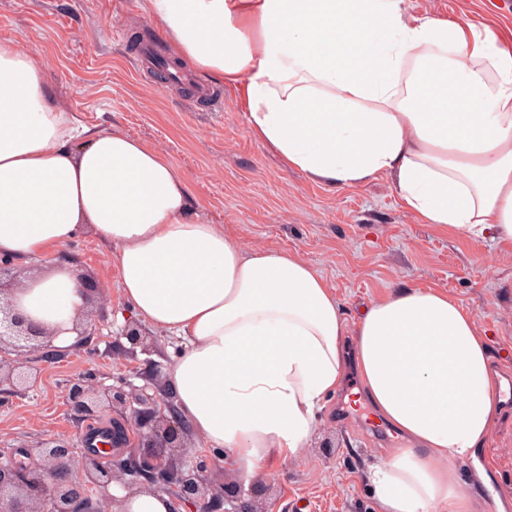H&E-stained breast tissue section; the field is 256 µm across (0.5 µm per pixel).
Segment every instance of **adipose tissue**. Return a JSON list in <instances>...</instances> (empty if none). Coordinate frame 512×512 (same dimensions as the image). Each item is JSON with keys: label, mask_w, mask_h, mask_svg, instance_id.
<instances>
[{"label": "adipose tissue", "mask_w": 512, "mask_h": 512, "mask_svg": "<svg viewBox=\"0 0 512 512\" xmlns=\"http://www.w3.org/2000/svg\"><path fill=\"white\" fill-rule=\"evenodd\" d=\"M172 53L237 92L248 131L330 186L391 176L421 223L512 245V49L493 31L410 15L405 0H146ZM40 52L0 41V254L38 258L13 300L73 344L80 277L54 255L112 243L130 312L184 337L167 370L178 410L244 481L296 456L342 388L353 340L376 411L414 445L367 468L377 512H481L455 463L476 461L500 411L475 316L401 286L348 324L294 252L245 251L190 205L157 148L75 126Z\"/></svg>", "instance_id": "adipose-tissue-1"}]
</instances>
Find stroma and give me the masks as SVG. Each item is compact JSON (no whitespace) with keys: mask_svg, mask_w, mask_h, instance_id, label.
<instances>
[{"mask_svg":"<svg viewBox=\"0 0 512 512\" xmlns=\"http://www.w3.org/2000/svg\"><path fill=\"white\" fill-rule=\"evenodd\" d=\"M407 9L418 17L487 27L512 42V9L498 0H407ZM120 29L167 47L144 0H0V40H23L42 53L50 88L79 124L118 130L160 149L187 176L192 207L202 218L224 225L246 248L301 255L325 276L350 322L394 287L448 292L486 330L498 372L512 373V247L420 223L385 177L353 188L310 181L249 134L234 89L216 85L215 105L191 101L186 89L161 76H142L130 43L112 37ZM112 253L111 245L88 234L58 251V262L105 289L107 314L93 318L71 347L51 344L31 355L30 366L40 375L36 386L0 392V453L55 437L78 448L87 429L116 421L137 441L130 414L71 411L67 392L75 378L91 374L103 385L126 378L148 393L171 396L167 381L152 383L150 372L156 364L169 368L182 343L151 327V351L129 344ZM342 403V394L328 397L307 446L295 458L270 462L265 492H243L246 504L259 512H374L364 471L414 442L401 433L389 443L372 440L357 411ZM187 444L189 457L205 463L208 485H240L223 451L194 435ZM479 459L504 464L493 479L502 512H512L511 402H502L493 445Z\"/></svg>","mask_w":512,"mask_h":512,"instance_id":"35a3bbf8","label":"stroma"}]
</instances>
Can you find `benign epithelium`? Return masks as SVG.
<instances>
[{
  "label": "benign epithelium",
  "instance_id": "obj_1",
  "mask_svg": "<svg viewBox=\"0 0 512 512\" xmlns=\"http://www.w3.org/2000/svg\"><path fill=\"white\" fill-rule=\"evenodd\" d=\"M89 303L98 310L107 304L104 289L83 280ZM51 333L40 323L16 310L12 302L0 300V387L30 388L38 383L39 373L28 367L25 355L42 347ZM71 410L86 413L116 407L130 409L139 431L140 448L160 452L143 456V463L125 461L111 468L103 466L93 449L76 453L61 440L41 442L22 449V455L35 462L23 474L14 454L0 455V512H101L102 502L85 493L89 486L110 499L109 486L118 483L128 489L125 499L146 487L174 484L177 501L195 502L210 496L201 467L187 457V427L164 401L136 389L132 384L103 386L82 378L68 390Z\"/></svg>",
  "mask_w": 512,
  "mask_h": 512
}]
</instances>
